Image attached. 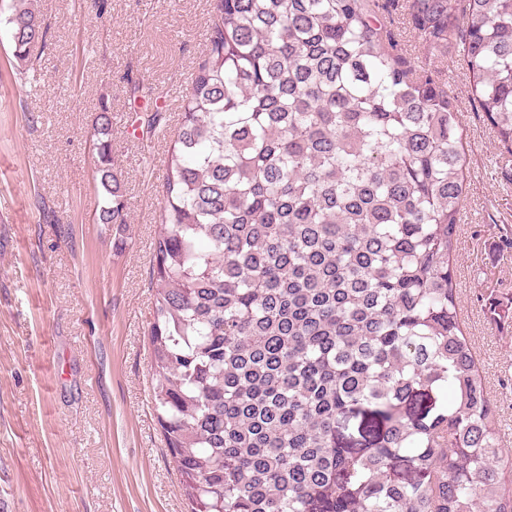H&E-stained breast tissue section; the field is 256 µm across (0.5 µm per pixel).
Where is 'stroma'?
<instances>
[{
  "instance_id": "35a3bbf8",
  "label": "stroma",
  "mask_w": 512,
  "mask_h": 512,
  "mask_svg": "<svg viewBox=\"0 0 512 512\" xmlns=\"http://www.w3.org/2000/svg\"><path fill=\"white\" fill-rule=\"evenodd\" d=\"M49 47L39 85L16 73L0 25V512H186L153 408L149 288L167 151L206 48L210 0H39ZM410 28L404 7L390 14ZM412 61L439 68L467 156L450 257L459 322L512 450V156L471 99L458 54L409 36ZM138 78L168 129L132 126L121 81ZM112 110V156L128 222L95 220L93 126ZM503 304L488 311L491 298Z\"/></svg>"
}]
</instances>
